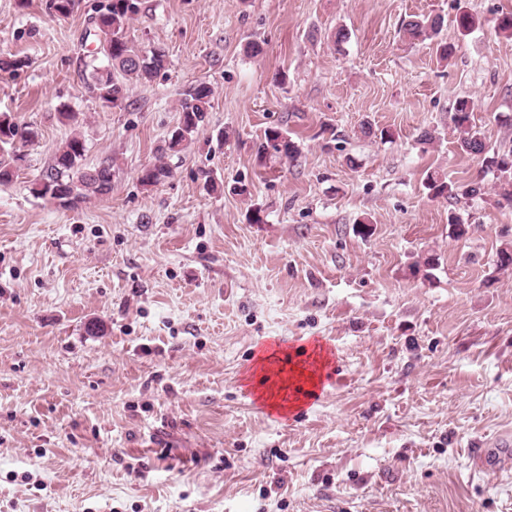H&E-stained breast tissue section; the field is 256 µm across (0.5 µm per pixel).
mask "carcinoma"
Returning a JSON list of instances; mask_svg holds the SVG:
<instances>
[{"label": "carcinoma", "mask_w": 512, "mask_h": 512, "mask_svg": "<svg viewBox=\"0 0 512 512\" xmlns=\"http://www.w3.org/2000/svg\"><path fill=\"white\" fill-rule=\"evenodd\" d=\"M140 4L141 0H104L95 7L90 28L84 34V38L90 37L95 43L93 54L102 57L101 63L88 64L93 89L100 98L105 94L112 96L115 108L123 106L128 84L151 80L165 69L167 63L163 47L153 46L144 51L127 38L128 23L139 12ZM442 26L443 20L439 16H412L402 22L400 31L410 40L424 42L436 38ZM212 96L213 90L203 82L184 91L179 124L168 141V151L176 153L194 138L206 121ZM454 122L461 131L459 150L483 157L487 170L495 178L497 203L512 208V147L488 154L485 142L471 124V106L467 100L457 103ZM35 138L33 130L22 129L9 115L0 114V149L14 145L18 139L27 143ZM270 148L288 158L297 154L295 143L280 130L266 131L257 151L263 154ZM85 152L81 137L75 135L68 139L57 151L50 169L32 183L30 191L39 198L57 200L65 208L76 206L90 195H109L112 192V163L87 166L83 163ZM169 176V167L159 161L142 169L139 182L144 187H152ZM425 187L435 197L472 198L484 194L483 183L460 186L448 181L438 171L427 172Z\"/></svg>", "instance_id": "carcinoma-1"}]
</instances>
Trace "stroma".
I'll return each mask as SVG.
<instances>
[{"label": "stroma", "mask_w": 512, "mask_h": 512, "mask_svg": "<svg viewBox=\"0 0 512 512\" xmlns=\"http://www.w3.org/2000/svg\"><path fill=\"white\" fill-rule=\"evenodd\" d=\"M98 2L0 0V55L26 62L0 113L38 133L0 185V512H512V468L471 458L512 434V209L453 122L470 99L512 145V0H142L128 36L168 64L120 110L88 89ZM421 13L448 61L402 36ZM199 82L208 123L165 153ZM274 128L294 158L258 156ZM75 135L112 193L67 209L30 184ZM430 170L487 192L430 197ZM287 343L330 354L312 406L260 385Z\"/></svg>", "instance_id": "1"}]
</instances>
